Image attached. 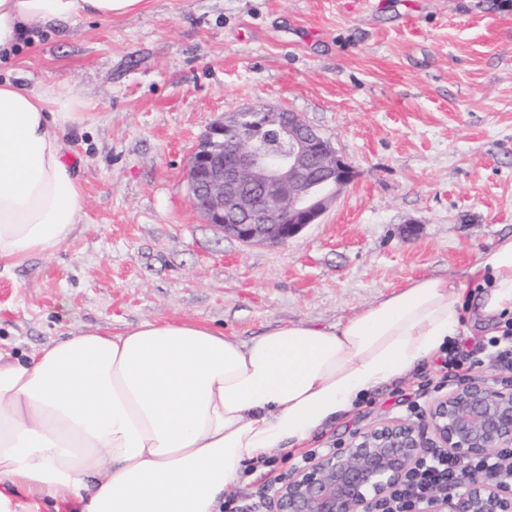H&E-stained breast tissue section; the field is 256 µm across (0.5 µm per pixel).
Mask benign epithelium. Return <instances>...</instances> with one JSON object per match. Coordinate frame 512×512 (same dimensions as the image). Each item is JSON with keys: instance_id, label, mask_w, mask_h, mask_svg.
I'll use <instances>...</instances> for the list:
<instances>
[{"instance_id": "obj_1", "label": "benign epithelium", "mask_w": 512, "mask_h": 512, "mask_svg": "<svg viewBox=\"0 0 512 512\" xmlns=\"http://www.w3.org/2000/svg\"><path fill=\"white\" fill-rule=\"evenodd\" d=\"M275 124L288 151L259 148ZM352 165L296 112L269 108L220 115L186 165L193 208L225 236L280 245L317 223ZM512 447V387L473 377L436 399L420 422L391 421L357 433L295 471L272 496L271 512H374L425 448L459 460ZM434 512H512V490L491 473L466 472L433 499Z\"/></svg>"}]
</instances>
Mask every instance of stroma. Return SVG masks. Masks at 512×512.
Listing matches in <instances>:
<instances>
[{
	"mask_svg": "<svg viewBox=\"0 0 512 512\" xmlns=\"http://www.w3.org/2000/svg\"><path fill=\"white\" fill-rule=\"evenodd\" d=\"M30 31L0 81L84 103L69 157L86 196L66 244L0 266L1 351L158 318L242 341L330 328L419 278L456 280L512 234V0H144ZM266 107L300 113L355 170L317 223L274 246L206 224L185 178L212 121ZM440 362L259 474L418 421L429 403L407 397Z\"/></svg>",
	"mask_w": 512,
	"mask_h": 512,
	"instance_id": "35a3bbf8",
	"label": "stroma"
}]
</instances>
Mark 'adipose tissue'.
<instances>
[{
  "instance_id": "ef3b65f1",
  "label": "adipose tissue",
  "mask_w": 512,
  "mask_h": 512,
  "mask_svg": "<svg viewBox=\"0 0 512 512\" xmlns=\"http://www.w3.org/2000/svg\"><path fill=\"white\" fill-rule=\"evenodd\" d=\"M143 0H0V54L31 25L108 20ZM81 102L0 82V263L65 244L84 189L67 161ZM486 283L480 293L471 284ZM512 312V235L457 282L414 281L333 328L249 341L145 320L0 353V512H221L246 461L301 447L361 398L407 378L459 336L465 314Z\"/></svg>"
}]
</instances>
